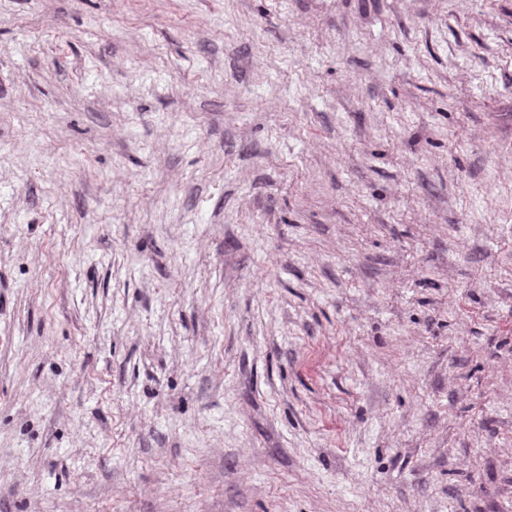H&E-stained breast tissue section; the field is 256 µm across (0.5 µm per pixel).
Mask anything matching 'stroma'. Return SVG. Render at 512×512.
Here are the masks:
<instances>
[{
  "instance_id": "1",
  "label": "stroma",
  "mask_w": 512,
  "mask_h": 512,
  "mask_svg": "<svg viewBox=\"0 0 512 512\" xmlns=\"http://www.w3.org/2000/svg\"><path fill=\"white\" fill-rule=\"evenodd\" d=\"M0 512H512V0H0Z\"/></svg>"
}]
</instances>
